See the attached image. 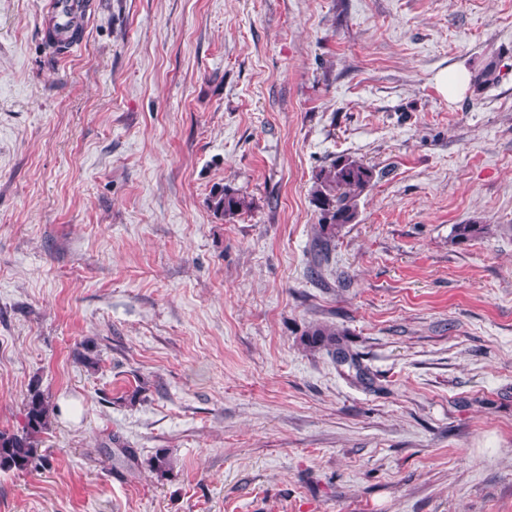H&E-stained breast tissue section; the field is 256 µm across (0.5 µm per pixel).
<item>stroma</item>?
Returning a JSON list of instances; mask_svg holds the SVG:
<instances>
[{
    "label": "stroma",
    "instance_id": "1",
    "mask_svg": "<svg viewBox=\"0 0 512 512\" xmlns=\"http://www.w3.org/2000/svg\"><path fill=\"white\" fill-rule=\"evenodd\" d=\"M48 6L0 0V430L61 412L0 512H512V0H92L55 58ZM373 170L363 162L341 155L315 178L312 201L320 219L314 244L315 256L326 260L336 234L358 217V198L371 186ZM213 210L224 217L232 218L249 208L244 196L224 187L211 196ZM308 336H314L315 341H319L324 346L328 355L337 365H348L349 369L355 370V377L361 381L368 380L367 373L362 367L357 357L353 354L349 345L345 342L346 336L343 333L336 332V328L327 326H313L308 332ZM112 444H115L117 448H112L110 455L112 457V470L120 472L122 468L129 474H132L139 467V457L136 448H130L126 444L120 442L119 438H113Z\"/></svg>",
    "mask_w": 512,
    "mask_h": 512
}]
</instances>
